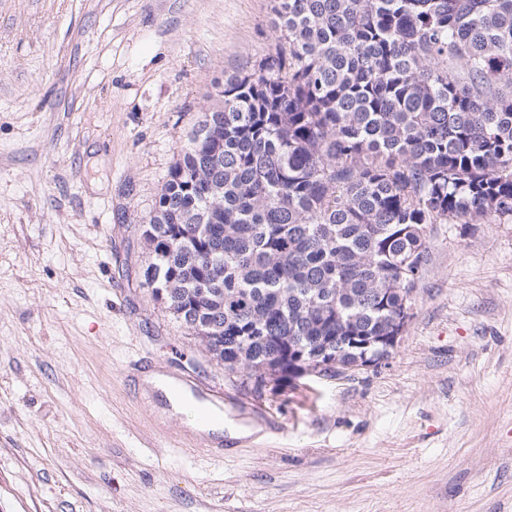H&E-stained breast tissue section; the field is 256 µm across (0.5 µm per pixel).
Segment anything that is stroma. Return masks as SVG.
I'll return each mask as SVG.
<instances>
[{"label": "stroma", "instance_id": "35a3bbf8", "mask_svg": "<svg viewBox=\"0 0 512 512\" xmlns=\"http://www.w3.org/2000/svg\"><path fill=\"white\" fill-rule=\"evenodd\" d=\"M273 0H0V512H512V223L432 224L377 366L251 398L144 284L140 236ZM224 394V454L129 361Z\"/></svg>", "mask_w": 512, "mask_h": 512}]
</instances>
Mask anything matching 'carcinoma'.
Returning a JSON list of instances; mask_svg holds the SVG:
<instances>
[{"mask_svg":"<svg viewBox=\"0 0 512 512\" xmlns=\"http://www.w3.org/2000/svg\"><path fill=\"white\" fill-rule=\"evenodd\" d=\"M141 237L145 285L224 372L292 385L411 307L429 224L512 222V0H275Z\"/></svg>","mask_w":512,"mask_h":512,"instance_id":"cac0c4a2","label":"carcinoma"}]
</instances>
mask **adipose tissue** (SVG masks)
I'll return each mask as SVG.
<instances>
[{
    "mask_svg": "<svg viewBox=\"0 0 512 512\" xmlns=\"http://www.w3.org/2000/svg\"><path fill=\"white\" fill-rule=\"evenodd\" d=\"M143 384L146 389L162 392L168 403V414L184 417L192 430L210 437L223 436L224 419L216 406L198 401L185 384L160 372L145 376Z\"/></svg>",
    "mask_w": 512,
    "mask_h": 512,
    "instance_id": "1",
    "label": "adipose tissue"
}]
</instances>
